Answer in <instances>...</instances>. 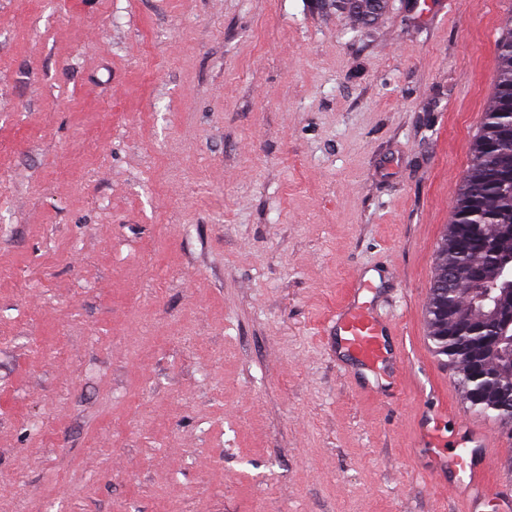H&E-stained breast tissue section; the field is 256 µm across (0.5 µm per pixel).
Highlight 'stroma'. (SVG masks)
<instances>
[{
	"mask_svg": "<svg viewBox=\"0 0 512 512\" xmlns=\"http://www.w3.org/2000/svg\"><path fill=\"white\" fill-rule=\"evenodd\" d=\"M511 17L0 0V512H461L413 437L469 409L427 306ZM355 284L346 305L336 312V336H339L341 349L367 367H386L391 363L394 372L390 384L398 386L403 361L387 344L390 328L359 298L361 289L372 288V283L366 279V273H362L356 277Z\"/></svg>",
	"mask_w": 512,
	"mask_h": 512,
	"instance_id": "obj_1",
	"label": "stroma"
}]
</instances>
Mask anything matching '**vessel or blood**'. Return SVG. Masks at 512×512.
<instances>
[{
  "instance_id": "b4317fda",
  "label": "vessel or blood",
  "mask_w": 512,
  "mask_h": 512,
  "mask_svg": "<svg viewBox=\"0 0 512 512\" xmlns=\"http://www.w3.org/2000/svg\"><path fill=\"white\" fill-rule=\"evenodd\" d=\"M356 289L346 305L336 314V334L344 352L367 367L392 366V383H399L403 369L401 357L394 355L388 344L389 327L376 317L370 305L361 301L359 292L370 287L365 275L355 279ZM441 413L437 410L421 412L415 445L429 452L432 472L439 477L450 476L449 490L460 498L464 512H480L490 489L488 465L493 456L494 443L486 427L476 419L453 416L455 442L439 450Z\"/></svg>"
}]
</instances>
